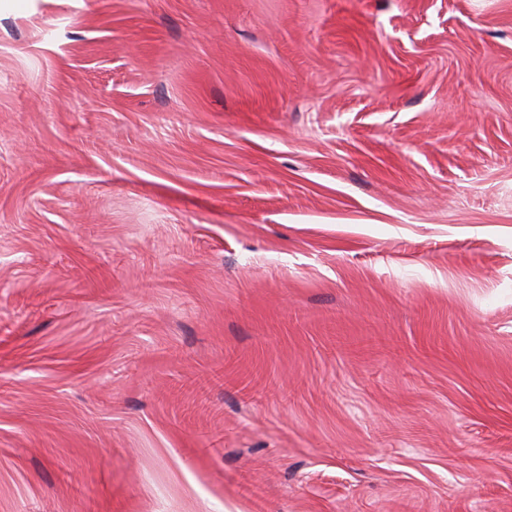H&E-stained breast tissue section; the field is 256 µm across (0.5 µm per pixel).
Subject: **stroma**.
<instances>
[{"label":"stroma","mask_w":512,"mask_h":512,"mask_svg":"<svg viewBox=\"0 0 512 512\" xmlns=\"http://www.w3.org/2000/svg\"><path fill=\"white\" fill-rule=\"evenodd\" d=\"M0 512H512V0H0Z\"/></svg>","instance_id":"obj_1"}]
</instances>
